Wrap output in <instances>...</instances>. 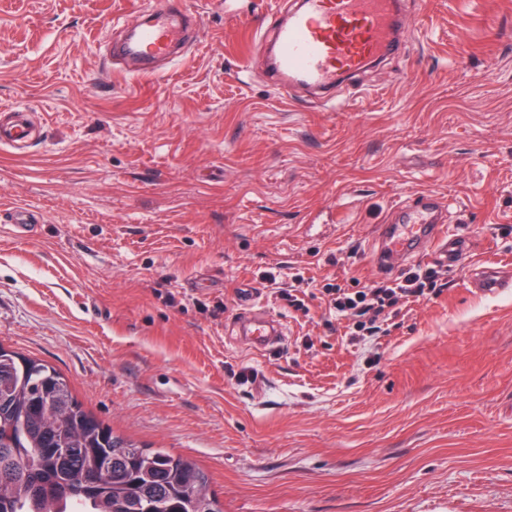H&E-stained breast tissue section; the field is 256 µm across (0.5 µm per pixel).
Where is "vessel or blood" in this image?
I'll return each mask as SVG.
<instances>
[{
    "label": "vessel or blood",
    "mask_w": 512,
    "mask_h": 512,
    "mask_svg": "<svg viewBox=\"0 0 512 512\" xmlns=\"http://www.w3.org/2000/svg\"><path fill=\"white\" fill-rule=\"evenodd\" d=\"M183 0H161L152 21L138 27L134 40L125 42L123 56L164 58L184 34ZM403 22L398 0H303L288 18L275 20L273 33L277 54L275 87L288 92L292 84L329 92L346 72L363 68L369 60L382 58L401 41ZM29 136L24 113H12L0 124V146L11 147ZM398 220L386 225L385 246L376 250V264H384L386 252L413 255L431 249L438 261L448 263L462 256L466 242L450 236L441 218L443 206L430 200L400 204ZM476 291L495 296L512 287V273L499 267L475 268ZM237 332L251 349L265 351L284 334L281 324L245 309L236 322Z\"/></svg>",
    "instance_id": "b4317fda"
}]
</instances>
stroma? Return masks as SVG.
<instances>
[{"mask_svg":"<svg viewBox=\"0 0 512 512\" xmlns=\"http://www.w3.org/2000/svg\"><path fill=\"white\" fill-rule=\"evenodd\" d=\"M150 2L0 0V113L31 127L0 148V345L195 460L224 512H512V290L470 285L512 266V0H404L402 51L328 105L274 88L293 0H185L180 50L136 75L115 48ZM422 194L469 251L389 335L281 298L436 267L373 261ZM249 288L284 327L263 353L233 334ZM511 273V270L505 271L500 267H477L473 273L474 289L484 295L496 296L502 288L512 287Z\"/></svg>","mask_w":512,"mask_h":512,"instance_id":"1","label":"stroma"}]
</instances>
